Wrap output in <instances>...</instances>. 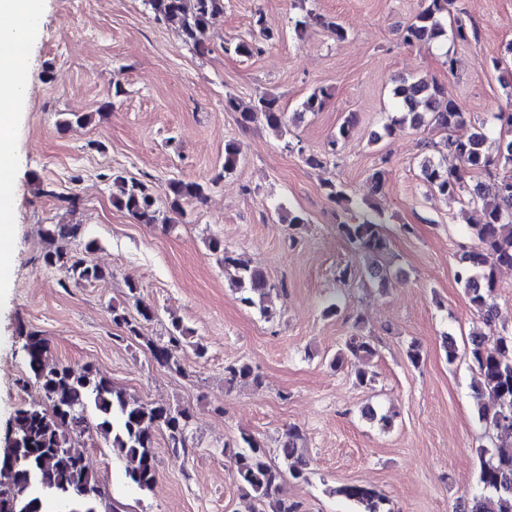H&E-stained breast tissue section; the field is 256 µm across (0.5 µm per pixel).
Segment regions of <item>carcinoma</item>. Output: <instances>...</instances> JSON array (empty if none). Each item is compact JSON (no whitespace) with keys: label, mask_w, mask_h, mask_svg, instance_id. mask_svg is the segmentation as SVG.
I'll use <instances>...</instances> for the list:
<instances>
[{"label":"carcinoma","mask_w":512,"mask_h":512,"mask_svg":"<svg viewBox=\"0 0 512 512\" xmlns=\"http://www.w3.org/2000/svg\"><path fill=\"white\" fill-rule=\"evenodd\" d=\"M449 2L422 0L420 11L402 30L403 41L430 44L450 34L461 42L469 41L465 24L458 21L455 27L447 29ZM148 5L156 18L175 27L185 42L197 49L204 47L211 20L224 13V0H148ZM393 95L399 109L385 126L388 133L406 125L417 128L428 122L446 132L444 140L430 142L428 146L440 154L449 150L459 160V167L449 170L428 157L422 162L421 171L430 191L448 197L467 190L468 205L481 213L480 223L474 225L477 243L459 257L456 279L465 288L484 325L490 327L495 312L493 298L498 288L495 270L512 267V174L497 177L491 195L466 189V175L476 170L489 174L500 160L512 165V112L492 115L502 133L494 158L485 153L484 126L473 125L468 132L458 133L466 124L465 112L448 98L443 85L402 78ZM328 98L326 89H314L303 102V111H321ZM224 110L239 113L243 125L262 119L278 134L285 127L284 112L274 97L261 96L252 106L242 109L238 99L228 93L224 97ZM353 125V118H345L328 142L330 152L339 150L350 137ZM240 153L237 142L224 143V172L235 168ZM112 183L117 188V193L112 195L113 205L139 223H172L157 206V195L146 183L122 175L114 176ZM324 190L327 198L347 214L346 220L338 225L341 235L356 252L370 259L366 274L385 286L388 272L378 259L388 250V238L379 208L366 199L354 202L341 184L327 182ZM204 197L205 187L195 181L173 179L165 190L168 211L180 216L184 215V204ZM80 232L78 224H50L44 234L54 243L59 239H75ZM96 249L97 243L88 240L83 243L82 257L74 259L66 248L54 245L44 252L42 261L46 267L66 270L75 282H103L112 277V272L93 262ZM209 249L220 255L241 303L258 308L267 319L273 318L268 301L276 286L263 270L250 266L217 238L209 241ZM139 316L140 319L133 321L125 309L112 306V322L124 326L129 339L146 340L157 364L181 372L179 350L190 330L174 321L168 341L161 344L145 339L141 332V322L152 320L154 311L144 307L139 310ZM22 350L29 379L42 392L46 405L20 407L10 421L21 447L19 460L0 464V512H46L45 505L51 499L72 502L74 508L70 512H117L108 489L85 462L81 440L89 432L91 417L96 420L97 432L108 440L114 454L124 463L130 483L143 492L152 491L157 482V435L165 434L168 447L175 451L187 448L189 409L137 400L90 365L75 369L47 363V342L36 332L24 336ZM376 355L372 339L355 332L336 351L332 364L340 367L351 358L368 364ZM469 358L479 375L478 391L495 400L494 410L484 407L479 417L502 433L508 443H500L498 450L489 455L481 452L479 491L468 498L461 512H512V333H498L490 343L471 342ZM224 383L230 387L249 383L259 388L262 379L249 363L238 361L224 367ZM299 438L298 428H288L278 447L280 462L275 463L255 437L241 436L242 446L231 451L228 459L244 496L262 506L269 505L271 512H303L301 502L279 496L284 475L302 481L309 478L308 461L297 453ZM336 494L359 504L363 512H382V498L365 485L344 484L336 488Z\"/></svg>","instance_id":"1"}]
</instances>
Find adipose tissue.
I'll return each mask as SVG.
<instances>
[{
    "mask_svg": "<svg viewBox=\"0 0 512 512\" xmlns=\"http://www.w3.org/2000/svg\"><path fill=\"white\" fill-rule=\"evenodd\" d=\"M43 0H0V198L10 199L16 117L29 83L30 47Z\"/></svg>",
    "mask_w": 512,
    "mask_h": 512,
    "instance_id": "1",
    "label": "adipose tissue"
}]
</instances>
